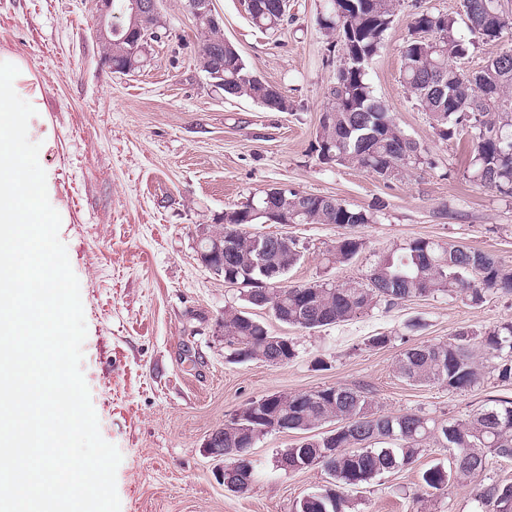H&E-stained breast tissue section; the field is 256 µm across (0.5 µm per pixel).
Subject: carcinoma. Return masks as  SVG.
Instances as JSON below:
<instances>
[{"label":"carcinoma","mask_w":512,"mask_h":512,"mask_svg":"<svg viewBox=\"0 0 512 512\" xmlns=\"http://www.w3.org/2000/svg\"><path fill=\"white\" fill-rule=\"evenodd\" d=\"M112 23V36L101 40L105 59L117 69L128 63L141 32L157 26L158 17L134 16L130 0ZM247 7L252 23L267 30L281 26L287 11L278 0H254ZM397 0H331L328 13L318 19L326 34L339 31L344 52L361 54L369 66L385 33L390 29ZM471 16L468 30L482 40L498 38L512 20L499 0H463ZM201 36L198 65L202 72L221 74L218 89L228 97L247 98L265 108L286 112V99L274 86L260 79L237 48L224 40L220 25L195 18ZM411 32L431 36L441 33V52L427 53L426 43L409 37L401 51L402 79L410 98L432 114L433 128L443 140L464 129L473 134L474 148L468 172L472 181L502 195L512 196V61L484 66L483 83L472 85L464 70L452 68L448 53L466 56L469 43L457 34L454 17L440 12L416 14ZM445 70L448 79L442 96L424 85L423 68ZM367 72L355 63L339 67L330 106L320 118L313 152L336 153V164L376 173L401 162L400 168L419 162L416 148L386 107L377 100L366 79ZM283 196L267 205V194L230 210L228 224H212L209 231L221 235L234 232L235 254L227 259L224 277L278 282L272 310L278 321L293 327L319 328L347 322L377 306L387 309L412 298L461 296L470 303L483 302L488 292L512 293V269L493 255L455 245L443 246L427 238H413L391 250L370 267L366 282L283 285L284 274L268 276L270 269L289 270L300 260V247L293 241L262 250L246 232L232 230L236 224H277L286 219L296 224H368L371 213L347 204L282 187ZM363 243L343 237L329 250L330 259L345 263L354 259ZM225 352L233 359L269 364L290 362L297 356L296 343L286 336H273L265 322L234 307L224 309ZM472 333L461 330L453 343L413 345L404 349L396 371L417 385L440 384L465 393L484 380L470 354ZM481 344L490 356L489 372L502 383H512V323L485 331ZM328 423L333 430L304 437L279 453L276 467L290 472L315 466L325 469L330 481L300 501L296 512H346L347 492L366 487L379 476L404 470L418 460L423 446L434 439L448 449V466L433 465L421 472L428 491H444L448 484L474 477L486 470L488 458L512 459V400L493 399L473 416L437 422L426 414H397L373 410L367 393L359 387L330 386L298 394L274 392L249 403L239 421L224 425V455L241 457L255 447L260 437L277 431L307 432ZM253 472L241 466L225 474L227 486L244 489ZM481 512H512V482L493 481L476 488Z\"/></svg>","instance_id":"cac0c4a2"}]
</instances>
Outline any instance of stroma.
<instances>
[{"label":"stroma","mask_w":512,"mask_h":512,"mask_svg":"<svg viewBox=\"0 0 512 512\" xmlns=\"http://www.w3.org/2000/svg\"><path fill=\"white\" fill-rule=\"evenodd\" d=\"M462 3L399 0L369 66L374 96L422 147V163L383 180L320 163L312 151L343 60L318 25L330 0H288V23L278 31L256 28L241 0H213L225 39L288 99L286 112L207 85L185 0H160L170 36L126 75L104 59L96 0H0V52L27 62L46 106L29 124L39 130L34 140L49 201L80 282L87 325L81 369L100 433L122 455L120 512H295L328 479L319 467L275 468L277 453L300 433L260 438L255 480L244 495L225 489L221 461L202 449L207 434L271 392L360 387L376 410L421 411L441 421L468 417L491 399H512V383L489 376L460 394L410 384L396 372L409 346L512 322V294L491 293L478 305L460 296L415 298L316 329L290 327L262 311L258 317L273 335L294 339L297 357L283 365L231 363L211 325L225 307H242L241 295L195 252L197 225L285 185L373 214L358 226L288 225L303 246L288 283L363 280L381 253L416 237L486 251L512 268V197L470 180V137L441 139L401 79V49L415 14H449L465 37ZM344 236L362 240L361 252L345 264L327 263V250ZM380 334L391 344L369 348L368 337ZM447 462V449L427 446L412 467L350 493L352 512H477L475 486L512 482V460L493 458L479 476L426 493L421 471Z\"/></svg>","instance_id":"obj_1"}]
</instances>
